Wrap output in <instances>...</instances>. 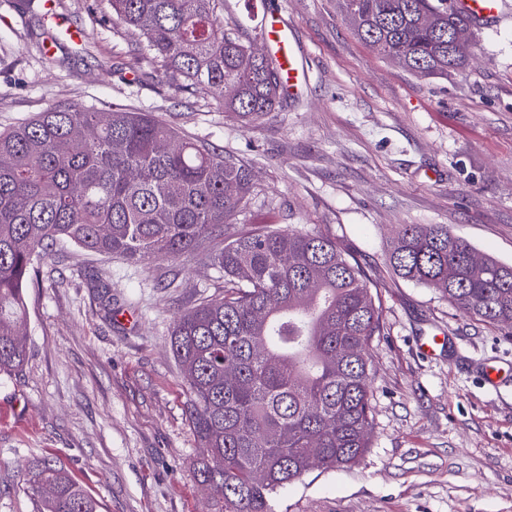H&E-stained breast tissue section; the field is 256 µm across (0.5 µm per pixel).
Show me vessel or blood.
Segmentation results:
<instances>
[{"label": "vessel or blood", "instance_id": "b4317fda", "mask_svg": "<svg viewBox=\"0 0 512 512\" xmlns=\"http://www.w3.org/2000/svg\"><path fill=\"white\" fill-rule=\"evenodd\" d=\"M456 10L464 14L479 28L493 26L498 18L502 0H453ZM259 30L269 53L282 69L283 89L296 96L305 83L304 51L294 32L277 12L262 8Z\"/></svg>", "mask_w": 512, "mask_h": 512}]
</instances>
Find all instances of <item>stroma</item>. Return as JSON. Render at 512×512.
<instances>
[{
	"instance_id": "35a3bbf8",
	"label": "stroma",
	"mask_w": 512,
	"mask_h": 512,
	"mask_svg": "<svg viewBox=\"0 0 512 512\" xmlns=\"http://www.w3.org/2000/svg\"><path fill=\"white\" fill-rule=\"evenodd\" d=\"M295 30L300 98L246 128L208 91L146 66L102 0H54L61 43L0 0V130L54 105L129 108L249 162L256 188L232 233L262 224L335 237L376 284L374 425L359 463L313 468L275 512H512V334L396 276L402 224H444L512 264V0L475 33L465 68L412 73L360 40L338 0H267ZM84 32L76 51L65 31ZM27 288L29 353L0 382V512H35L30 461L51 457L97 512H202L200 453L168 344L174 317L224 275L204 258L142 267L60 243ZM445 334L444 349L421 351ZM497 386L484 383L485 370Z\"/></svg>"
}]
</instances>
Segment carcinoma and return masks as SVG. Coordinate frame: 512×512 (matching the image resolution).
<instances>
[{
  "label": "carcinoma",
  "mask_w": 512,
  "mask_h": 512,
  "mask_svg": "<svg viewBox=\"0 0 512 512\" xmlns=\"http://www.w3.org/2000/svg\"><path fill=\"white\" fill-rule=\"evenodd\" d=\"M448 0H341L361 40L407 70L446 76L468 56L448 30L470 22ZM182 90L223 91L246 125L283 106L279 67L228 33L224 0H106ZM52 0L32 20L44 30ZM252 166L142 112L53 106L0 132V380L27 360L25 290L54 243L147 266L199 255L253 195ZM224 296L180 313L170 349L202 456L209 512H274L313 467L351 466L374 423L373 339L382 306L363 266L318 231L260 226L206 255ZM401 278L463 314L512 328V265L480 257L446 224H402L388 253ZM37 512H97L66 469L32 463Z\"/></svg>",
  "instance_id": "cac0c4a2"
}]
</instances>
